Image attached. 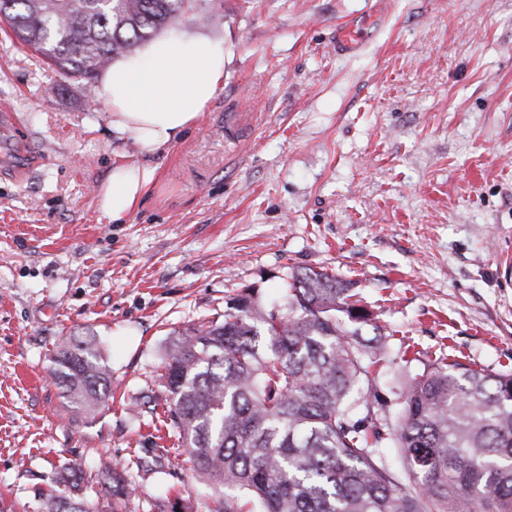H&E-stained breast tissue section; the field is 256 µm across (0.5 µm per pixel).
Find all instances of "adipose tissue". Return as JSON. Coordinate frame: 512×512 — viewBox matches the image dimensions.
<instances>
[{"instance_id": "1", "label": "adipose tissue", "mask_w": 512, "mask_h": 512, "mask_svg": "<svg viewBox=\"0 0 512 512\" xmlns=\"http://www.w3.org/2000/svg\"><path fill=\"white\" fill-rule=\"evenodd\" d=\"M224 88V40L165 34L136 55L110 65L97 96L112 112L113 131L137 142L145 160L114 161L99 199L100 211L119 222L155 182L148 157L174 146Z\"/></svg>"}]
</instances>
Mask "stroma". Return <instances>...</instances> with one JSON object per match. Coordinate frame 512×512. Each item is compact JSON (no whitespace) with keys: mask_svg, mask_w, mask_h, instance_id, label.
I'll return each mask as SVG.
<instances>
[{"mask_svg":"<svg viewBox=\"0 0 512 512\" xmlns=\"http://www.w3.org/2000/svg\"><path fill=\"white\" fill-rule=\"evenodd\" d=\"M224 40V89L125 223L99 210L113 131L97 80H67L0 30V500L30 512L65 463L124 470L150 512L203 491L171 428L136 412L174 330L222 320L234 289L284 302L296 270L354 281L391 334L512 367V0H198ZM372 17L356 51L343 22ZM94 336L114 399L76 418L56 343ZM161 471L137 469L157 443Z\"/></svg>","mask_w":512,"mask_h":512,"instance_id":"obj_1","label":"stroma"}]
</instances>
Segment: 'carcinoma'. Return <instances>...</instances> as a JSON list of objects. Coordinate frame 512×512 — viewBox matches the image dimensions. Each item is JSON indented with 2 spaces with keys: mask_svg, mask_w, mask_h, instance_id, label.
Listing matches in <instances>:
<instances>
[{
  "mask_svg": "<svg viewBox=\"0 0 512 512\" xmlns=\"http://www.w3.org/2000/svg\"><path fill=\"white\" fill-rule=\"evenodd\" d=\"M197 0H0V20L66 79L94 78ZM287 312L246 285L224 319L188 327L164 349V415L210 489L206 512H512V371L492 373L419 350L395 401L375 387L390 339L352 284L303 269ZM370 327L375 337L362 340ZM53 378L87 418L112 400V370L92 338L56 346ZM398 450L393 468L382 448ZM100 484L108 500L87 493ZM119 467L66 464L34 512H136Z\"/></svg>",
  "mask_w": 512,
  "mask_h": 512,
  "instance_id": "cac0c4a2",
  "label": "carcinoma"
}]
</instances>
